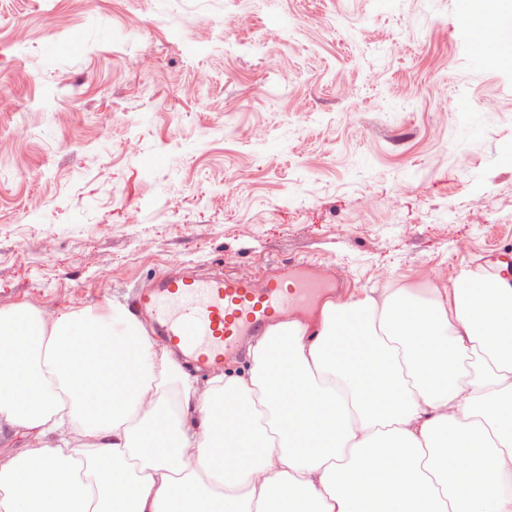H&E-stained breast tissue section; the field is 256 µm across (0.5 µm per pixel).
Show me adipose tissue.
<instances>
[{
	"label": "adipose tissue",
	"mask_w": 512,
	"mask_h": 512,
	"mask_svg": "<svg viewBox=\"0 0 512 512\" xmlns=\"http://www.w3.org/2000/svg\"><path fill=\"white\" fill-rule=\"evenodd\" d=\"M440 281L326 301L197 385L126 305L0 306V436L27 441L0 512H512L451 465L512 475V269Z\"/></svg>",
	"instance_id": "obj_1"
}]
</instances>
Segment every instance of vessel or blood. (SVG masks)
Here are the masks:
<instances>
[{"label": "vessel or blood", "instance_id": "b4317fda", "mask_svg": "<svg viewBox=\"0 0 512 512\" xmlns=\"http://www.w3.org/2000/svg\"><path fill=\"white\" fill-rule=\"evenodd\" d=\"M319 269L315 260L272 259L254 280L206 275L184 263L158 273L133 304L170 348L210 372L237 358L249 337L305 315L327 286Z\"/></svg>", "mask_w": 512, "mask_h": 512}]
</instances>
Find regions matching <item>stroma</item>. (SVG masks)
I'll return each instance as SVG.
<instances>
[{"label": "stroma", "instance_id": "obj_1", "mask_svg": "<svg viewBox=\"0 0 512 512\" xmlns=\"http://www.w3.org/2000/svg\"><path fill=\"white\" fill-rule=\"evenodd\" d=\"M0 0V304L308 257L357 297L512 256V65L473 0Z\"/></svg>", "mask_w": 512, "mask_h": 512}]
</instances>
